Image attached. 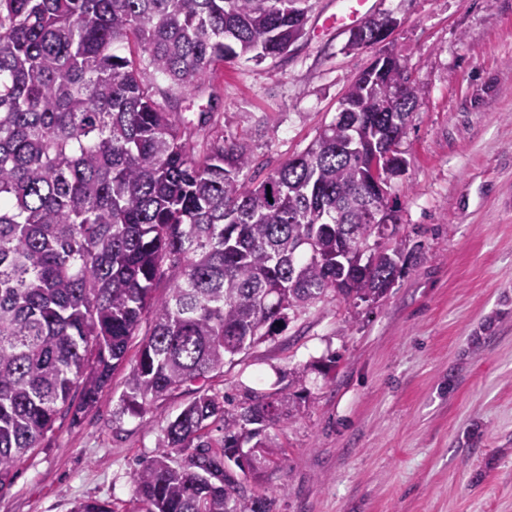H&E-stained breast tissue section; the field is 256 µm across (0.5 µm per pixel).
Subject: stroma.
<instances>
[{
  "mask_svg": "<svg viewBox=\"0 0 512 512\" xmlns=\"http://www.w3.org/2000/svg\"><path fill=\"white\" fill-rule=\"evenodd\" d=\"M386 43L422 90L390 181L404 265L376 302L325 298L225 364L212 390L240 395L308 372L299 417L270 429L278 453L249 491L275 512H512V0H377ZM336 0H312L304 36L262 63L218 66L185 115L220 116L275 167L336 117L375 49L314 34ZM96 406L60 416L10 483L0 512H136L132 476L155 455L185 388L138 417L119 398L141 333Z\"/></svg>",
  "mask_w": 512,
  "mask_h": 512,
  "instance_id": "1",
  "label": "stroma"
}]
</instances>
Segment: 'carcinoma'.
I'll return each instance as SVG.
<instances>
[{"label": "carcinoma", "instance_id": "cac0c4a2", "mask_svg": "<svg viewBox=\"0 0 512 512\" xmlns=\"http://www.w3.org/2000/svg\"><path fill=\"white\" fill-rule=\"evenodd\" d=\"M311 8L0 0V485L58 416L95 406L149 314L122 408L143 414L197 388L134 473L137 500L145 512H273L244 475L277 454L262 432L300 413L313 365L243 402L205 382L327 295L374 302L391 287L399 245L361 261L399 221L393 204L372 221L369 171L384 152L403 168L397 144L421 89L381 51L311 146L258 183L248 137H224L210 112L190 129L170 107L220 64L286 53ZM391 22L367 20L348 46L383 43ZM131 43L140 54L118 53ZM147 72L167 88L151 91Z\"/></svg>", "mask_w": 512, "mask_h": 512}]
</instances>
